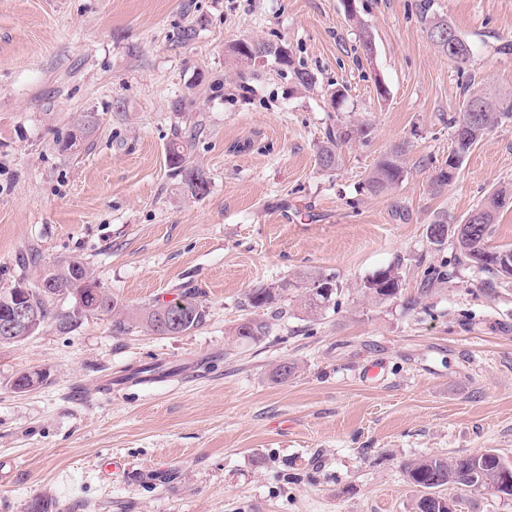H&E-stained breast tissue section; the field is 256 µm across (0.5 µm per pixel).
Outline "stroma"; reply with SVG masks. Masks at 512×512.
Here are the masks:
<instances>
[{
    "instance_id": "35a3bbf8",
    "label": "stroma",
    "mask_w": 512,
    "mask_h": 512,
    "mask_svg": "<svg viewBox=\"0 0 512 512\" xmlns=\"http://www.w3.org/2000/svg\"><path fill=\"white\" fill-rule=\"evenodd\" d=\"M426 2L472 44L467 65L427 38ZM354 4L352 22L342 0H0V289L77 256L127 309L197 292L207 310L183 335H117L61 296L36 334L0 345V512L38 499L51 512H415L410 459L492 449L512 463V278L427 234L512 185L511 120L431 187L464 88L512 90L499 50L512 0ZM241 40L282 45L292 63L247 64ZM296 67L313 90L295 88ZM89 112L98 123L79 134ZM349 122L368 141L321 170L329 128ZM186 130L210 181L201 199L166 161ZM74 133L79 150H62ZM401 143L405 179L369 193ZM393 264L416 307L367 294ZM319 272L339 291L311 314L301 299ZM256 288L278 289L274 307L250 306ZM248 318L268 334L236 340ZM151 363L177 372L130 380ZM34 372L44 381L14 389Z\"/></svg>"
}]
</instances>
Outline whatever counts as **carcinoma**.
Here are the masks:
<instances>
[{"label":"carcinoma","mask_w":512,"mask_h":512,"mask_svg":"<svg viewBox=\"0 0 512 512\" xmlns=\"http://www.w3.org/2000/svg\"><path fill=\"white\" fill-rule=\"evenodd\" d=\"M428 38L448 59L458 65L467 63L473 53L471 43L455 35L454 47H448V40L442 38L448 29V20L443 16H428L423 11ZM258 47L265 57L279 63L287 62V55L281 47L266 41H251L241 46L234 44V52L246 61L252 60L251 49ZM477 104L482 111L473 118L468 106ZM512 119V92L492 96L481 90L467 91L463 108L458 119L454 120L455 148L448 154L456 164L452 168L441 166L432 178V185L441 189L451 183L460 169L464 157L475 147L493 126L503 120ZM370 134L365 124L338 125L329 132L327 145L319 152V165L324 170L336 168L340 161L341 145L351 141H361ZM192 138L175 133L167 148V161L173 177L178 179L184 192L195 199L204 197L209 191V178L199 166L189 162V149ZM405 149L398 145L383 155L375 164L367 180V189L372 194H382L403 180L406 175ZM512 202V186L501 187L486 196L480 206L485 208L483 219L473 225V230L464 237L453 239L456 249L454 259L468 263L493 277L512 276V267H507L500 256L512 257V248L498 249L490 245L493 226L498 212ZM365 288L376 299H389L401 295L402 283L399 273L393 267L375 272ZM333 294L332 277L317 273L308 278V291L305 306L313 313L323 307ZM70 295L75 299L77 311L112 315V331L117 335L144 328L155 335L172 336L183 334L200 326L206 319L207 311L203 303L190 295L178 302L149 304L130 314L125 311L118 299L109 294L89 273L79 259L64 258L44 268L38 281L22 294L24 302L35 315L38 325H43L52 316L53 299ZM249 303L261 308L273 303V290L257 288L249 294ZM268 324L256 319H248L234 330L240 341L255 340L265 335ZM410 484L419 489L416 512H442L433 496L449 488L467 487L473 490L497 489L506 478L512 477V464L505 462L498 454L482 453L458 457L421 456L409 461L404 468Z\"/></svg>","instance_id":"1"}]
</instances>
